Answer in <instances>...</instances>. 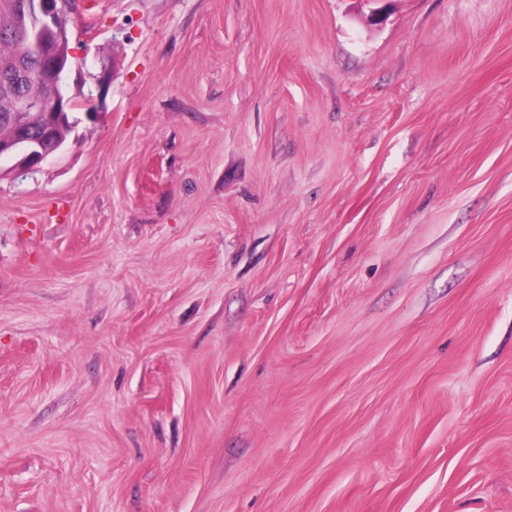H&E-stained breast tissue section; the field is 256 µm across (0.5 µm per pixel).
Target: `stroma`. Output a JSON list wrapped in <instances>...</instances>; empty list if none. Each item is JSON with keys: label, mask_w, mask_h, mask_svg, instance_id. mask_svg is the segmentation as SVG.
I'll return each mask as SVG.
<instances>
[{"label": "stroma", "mask_w": 512, "mask_h": 512, "mask_svg": "<svg viewBox=\"0 0 512 512\" xmlns=\"http://www.w3.org/2000/svg\"><path fill=\"white\" fill-rule=\"evenodd\" d=\"M107 94L0 172V512H512V0H78Z\"/></svg>", "instance_id": "35a3bbf8"}]
</instances>
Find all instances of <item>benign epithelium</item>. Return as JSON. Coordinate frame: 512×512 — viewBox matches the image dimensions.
<instances>
[{"label": "benign epithelium", "mask_w": 512, "mask_h": 512, "mask_svg": "<svg viewBox=\"0 0 512 512\" xmlns=\"http://www.w3.org/2000/svg\"><path fill=\"white\" fill-rule=\"evenodd\" d=\"M75 0H24L20 10L21 28L35 34L37 47L45 49L50 39L51 66L40 72L46 88L42 97H30L17 84L5 80L11 88L7 97L5 120L14 128L10 138L0 137V160L13 162V168L37 171L62 152L67 137L78 122L66 113L79 108V93L86 72L71 64L68 25Z\"/></svg>", "instance_id": "obj_1"}]
</instances>
